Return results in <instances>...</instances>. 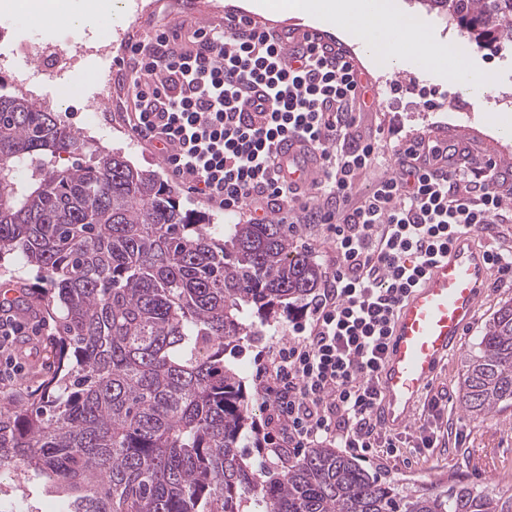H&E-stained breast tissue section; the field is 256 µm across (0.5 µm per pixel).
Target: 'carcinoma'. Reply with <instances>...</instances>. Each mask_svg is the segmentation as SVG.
Instances as JSON below:
<instances>
[{
    "instance_id": "carcinoma-1",
    "label": "carcinoma",
    "mask_w": 512,
    "mask_h": 512,
    "mask_svg": "<svg viewBox=\"0 0 512 512\" xmlns=\"http://www.w3.org/2000/svg\"><path fill=\"white\" fill-rule=\"evenodd\" d=\"M477 46L512 43V0H419ZM86 143L43 103L0 101V261L36 268L56 325L37 385L0 392V512H512V489L403 488L328 446L259 474L240 453L249 412L224 359L254 317L325 278L288 225L203 224L119 151ZM512 407V302L466 365L461 408Z\"/></svg>"
}]
</instances>
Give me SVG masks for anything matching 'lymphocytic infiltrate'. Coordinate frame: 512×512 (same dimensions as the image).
I'll return each instance as SVG.
<instances>
[{
  "instance_id": "1",
  "label": "lymphocytic infiltrate",
  "mask_w": 512,
  "mask_h": 512,
  "mask_svg": "<svg viewBox=\"0 0 512 512\" xmlns=\"http://www.w3.org/2000/svg\"><path fill=\"white\" fill-rule=\"evenodd\" d=\"M127 51L131 134L191 194L227 212L250 209L258 224L271 204L285 203L282 223L321 225L336 248L304 320L258 369L267 424L296 448L329 440L366 458L397 451L399 439L374 414L388 324L455 232L490 231L506 214L505 193L483 180L469 149L422 136L397 150L395 173L355 198L381 144L355 134L364 87L346 52L319 33L298 39L230 14ZM290 136L317 154L320 175L306 191L288 187L275 168L277 146ZM48 331L46 319L0 302V389L25 370L21 346Z\"/></svg>"
}]
</instances>
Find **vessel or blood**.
<instances>
[{"instance_id":"vessel-or-blood-1","label":"vessel or blood","mask_w":512,"mask_h":512,"mask_svg":"<svg viewBox=\"0 0 512 512\" xmlns=\"http://www.w3.org/2000/svg\"><path fill=\"white\" fill-rule=\"evenodd\" d=\"M291 186L308 188L315 176L296 146L278 155ZM492 277L484 247L471 230L454 235L447 251L398 304L378 374L375 413L390 432L405 428L441 365L456 347L486 295Z\"/></svg>"}]
</instances>
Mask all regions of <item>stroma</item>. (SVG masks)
Listing matches in <instances>:
<instances>
[{"mask_svg":"<svg viewBox=\"0 0 512 512\" xmlns=\"http://www.w3.org/2000/svg\"><path fill=\"white\" fill-rule=\"evenodd\" d=\"M110 9H94L92 19L82 33L76 34L61 26H43L33 14L0 12V30L18 34L37 42L50 40L61 51L71 54L88 41L106 37L116 40L112 54V97L97 105L95 111L84 107L85 89L71 96L56 93V101L70 104L71 109L59 113V120L80 132L87 139L88 149L122 150L138 169L153 172L170 184L181 208L192 210L204 221L222 224L223 210L210 207L189 194L175 181L163 159L130 133L124 118L133 111L132 94L128 90L130 67L126 46L129 41H148L159 29H167L183 21L208 24L223 22L226 14L242 9L243 0H112ZM0 39V57L9 54L10 43ZM346 51L362 71L369 85L368 96L379 103L373 112L361 113L358 125L362 133L377 137L383 153L377 164L360 176L356 191L367 193L383 172L395 168V152L404 143L426 134L441 141L470 142L478 155L504 161L503 175L512 185V136L484 140L489 127L475 105L459 90L435 76H421L410 68H386L365 61L356 45L346 44ZM474 63L499 74L492 91L484 97L486 105L512 116V54L500 56L493 51L474 49ZM431 96V103L420 106L421 93ZM512 301V287L491 288L474 319L461 336L457 347L445 360L430 390L444 405L440 421L443 435L438 447H417L418 429L428 417L426 407H419L414 420L398 433L403 448L393 455H380L363 461L369 473H378L408 488L437 484H467L512 488V410L502 411L485 422L468 417L461 409L460 396L465 362L498 308ZM294 313H280L277 321L265 327L260 339H244L238 346L241 378L248 396L249 415L262 435H269L264 397L258 389L255 371L265 361L269 349L279 341L288 340L292 332Z\"/></svg>","mask_w":512,"mask_h":512,"instance_id":"obj_1","label":"stroma"}]
</instances>
